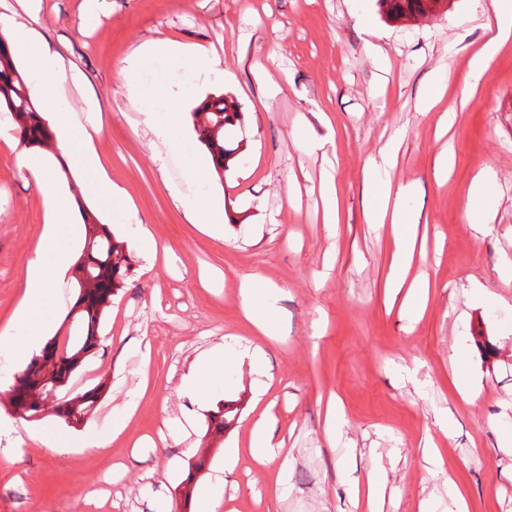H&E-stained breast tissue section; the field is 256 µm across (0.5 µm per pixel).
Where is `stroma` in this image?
<instances>
[{
    "instance_id": "1",
    "label": "stroma",
    "mask_w": 512,
    "mask_h": 512,
    "mask_svg": "<svg viewBox=\"0 0 512 512\" xmlns=\"http://www.w3.org/2000/svg\"><path fill=\"white\" fill-rule=\"evenodd\" d=\"M492 0H446L412 22H384L373 0H42L33 17L0 0L31 40L60 51L53 107L71 113V136L92 134L119 195L99 198L94 174L41 158L60 186L80 196L124 242L132 260L100 327L98 355L73 378L106 382L101 406L81 427L14 416L0 391V512H204L184 503L180 483L199 448L212 484L229 466L218 512H365L357 476L379 461L381 512H449L462 491L470 512H512V41L469 92V61L484 41ZM369 16L370 29L359 21ZM164 31L186 50H209L211 71L164 58L126 69ZM379 44L384 58L372 56ZM444 102L469 96L452 136L421 110L430 80ZM280 91L270 94L271 84ZM136 97H129V89ZM234 98L243 114L237 161L223 178L193 173L207 151L189 114L205 98ZM18 133L0 112V374L23 363L5 328L23 296L30 262L73 241L48 225L34 178L18 165ZM317 137L321 149L308 140ZM447 177L435 159L447 141ZM395 143L393 186L408 187L402 221L416 224L406 280L425 276L429 295L410 322L385 288L390 224L369 223L370 163ZM488 169L490 181L470 186ZM333 183L337 221L325 223L321 193ZM224 207L214 233L190 208ZM491 218L493 230L474 224ZM250 278L270 312L269 335L243 316L238 285ZM477 281L481 300L466 292ZM483 337L493 346L484 354ZM258 347V361L247 357ZM216 355L207 404H193L180 378L201 352ZM416 366L415 378L404 369ZM336 398L338 438L328 441L326 406ZM136 405L132 418L121 407ZM240 415L223 437H206L218 404ZM268 411L283 442L276 458L246 445ZM120 434H113L115 425ZM112 434L107 448L82 451L80 437ZM433 436L452 483L434 479L422 455Z\"/></svg>"
}]
</instances>
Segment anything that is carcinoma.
<instances>
[{
	"mask_svg": "<svg viewBox=\"0 0 512 512\" xmlns=\"http://www.w3.org/2000/svg\"><path fill=\"white\" fill-rule=\"evenodd\" d=\"M379 13L392 19H411L442 7L440 0H376ZM12 113L20 144L25 148H52L54 136L48 121L39 112L32 95L31 83L20 69L6 44L0 41V111ZM192 127L199 142L209 154L210 163L219 180H224L228 161L235 150L225 146L227 128L240 120L237 106L217 97L191 112ZM85 226L84 244L72 275L76 300L54 336L41 354L14 373L9 386L11 404L22 419H39L37 408L29 398L45 388L57 393L56 416L71 427H78L100 405L107 386L100 382L90 388L76 390L69 385L79 368L95 357L100 349L102 317L111 306L115 290L123 287L132 268L130 255L112 240L97 216L80 210ZM237 408L227 404L208 415L207 431L224 434L236 417Z\"/></svg>",
	"mask_w": 512,
	"mask_h": 512,
	"instance_id": "cac0c4a2",
	"label": "carcinoma"
}]
</instances>
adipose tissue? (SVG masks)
<instances>
[{"mask_svg": "<svg viewBox=\"0 0 512 512\" xmlns=\"http://www.w3.org/2000/svg\"><path fill=\"white\" fill-rule=\"evenodd\" d=\"M487 38L479 50L472 56L469 68L473 80H480L489 62L499 49L512 41V0H494L493 16L485 25ZM0 39L13 42L21 51L28 54L34 64L39 78L32 92L36 99L44 104H51L57 95L55 76L61 60L58 52L50 45L37 44L24 37L14 19L9 15H0ZM73 122L71 113L59 112L55 115V127L58 133V146L62 160H69L73 152H80L85 163L96 167L97 177L95 188L104 199H111L118 189L113 185L105 169L100 168L99 158L91 137H84L81 142H74L67 137L66 132ZM393 159L392 145L382 147L373 160V166L380 178L375 182L372 202L368 209V221L372 224L386 223L389 217V205L401 202L404 198L405 187H392L389 181L383 180ZM76 256L71 248L57 249L50 264L42 260H34L28 268L22 301L15 312L14 321L21 325L26 332V339L19 349V356H26L37 349L43 337V330L34 320L32 306L37 302H48L52 299L48 286L50 280L66 274L74 266Z\"/></svg>", "mask_w": 512, "mask_h": 512, "instance_id": "adipose-tissue-1", "label": "adipose tissue"}]
</instances>
